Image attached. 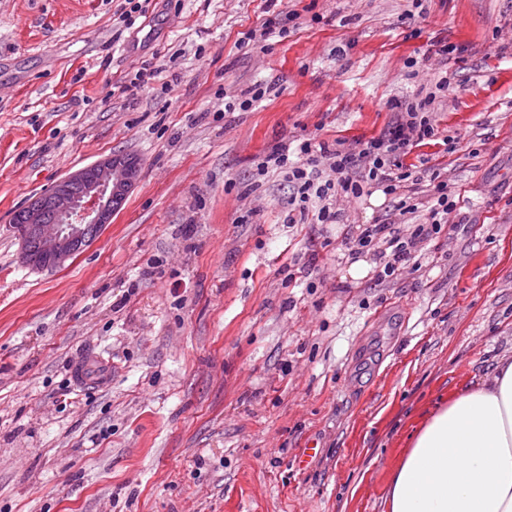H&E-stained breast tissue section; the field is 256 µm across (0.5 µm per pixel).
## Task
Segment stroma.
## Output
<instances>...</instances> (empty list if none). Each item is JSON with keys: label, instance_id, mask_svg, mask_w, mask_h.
<instances>
[{"label": "stroma", "instance_id": "35a3bbf8", "mask_svg": "<svg viewBox=\"0 0 512 512\" xmlns=\"http://www.w3.org/2000/svg\"><path fill=\"white\" fill-rule=\"evenodd\" d=\"M126 8L0 0V512H386L409 435L512 354V0ZM290 10L270 50L239 45ZM445 71L438 135L407 161L456 208L381 281L342 241L388 196L292 224L256 167L303 136L356 148ZM125 152L141 177L111 224L26 266L14 212ZM90 358L103 383L75 380Z\"/></svg>", "mask_w": 512, "mask_h": 512}]
</instances>
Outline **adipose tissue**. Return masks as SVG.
<instances>
[{"label":"adipose tissue","mask_w":512,"mask_h":512,"mask_svg":"<svg viewBox=\"0 0 512 512\" xmlns=\"http://www.w3.org/2000/svg\"><path fill=\"white\" fill-rule=\"evenodd\" d=\"M388 512H512V357L438 407L396 469Z\"/></svg>","instance_id":"adipose-tissue-1"}]
</instances>
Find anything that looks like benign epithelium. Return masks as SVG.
Listing matches in <instances>:
<instances>
[{"label": "benign epithelium", "mask_w": 512, "mask_h": 512, "mask_svg": "<svg viewBox=\"0 0 512 512\" xmlns=\"http://www.w3.org/2000/svg\"><path fill=\"white\" fill-rule=\"evenodd\" d=\"M140 176V159L117 153L43 191L12 218L23 262L52 271L82 253L111 223Z\"/></svg>", "instance_id": "obj_1"}]
</instances>
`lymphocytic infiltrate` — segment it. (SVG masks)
<instances>
[{"label": "lymphocytic infiltrate", "mask_w": 512, "mask_h": 512, "mask_svg": "<svg viewBox=\"0 0 512 512\" xmlns=\"http://www.w3.org/2000/svg\"><path fill=\"white\" fill-rule=\"evenodd\" d=\"M449 77H440L424 96L404 103H390L396 116L379 136L364 141L356 151L345 149L342 140L327 142L314 138L300 139L297 147L278 144L258 162L259 175L269 170L283 173L293 192L288 199L292 210L300 215L315 214L318 223L335 222L337 215L328 202L335 196L361 197L367 187H382L393 196L396 215L424 213L423 221L414 224L409 238H402L394 222L360 225L353 240L357 252L379 248L385 260L383 276H393L414 260L417 242L432 239L448 223L453 206L448 186L434 184L429 194H421L420 179L405 157L419 143L438 134L433 114L439 93L447 91ZM334 172V179H323V169Z\"/></svg>", "instance_id": "1"}]
</instances>
